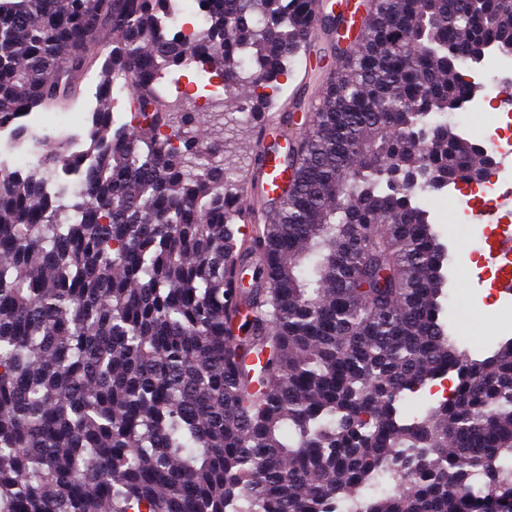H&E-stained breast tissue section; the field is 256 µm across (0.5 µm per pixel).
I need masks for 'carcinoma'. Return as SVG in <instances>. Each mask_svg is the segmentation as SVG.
Listing matches in <instances>:
<instances>
[{
    "mask_svg": "<svg viewBox=\"0 0 512 512\" xmlns=\"http://www.w3.org/2000/svg\"><path fill=\"white\" fill-rule=\"evenodd\" d=\"M198 3L187 39L172 0H0V123L73 108L102 60L88 147L0 164V512H512V339L478 360L448 335V249L413 201L481 167L433 117L463 107L461 65L512 39V8L370 0L233 290L249 209L224 136L159 79L196 64L224 79L208 116L247 125L232 94L306 50L313 0ZM444 370L453 392L404 419Z\"/></svg>",
    "mask_w": 512,
    "mask_h": 512,
    "instance_id": "obj_1",
    "label": "carcinoma"
}]
</instances>
